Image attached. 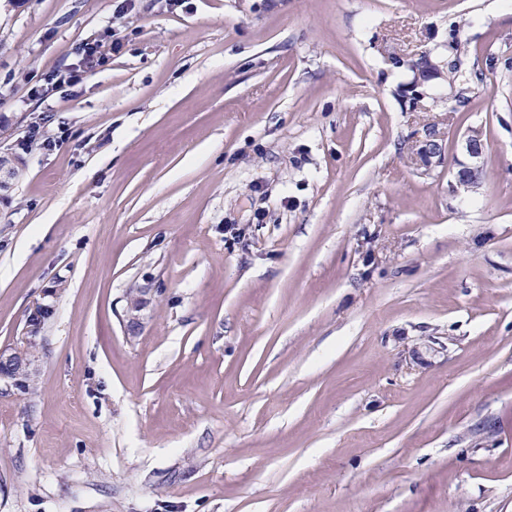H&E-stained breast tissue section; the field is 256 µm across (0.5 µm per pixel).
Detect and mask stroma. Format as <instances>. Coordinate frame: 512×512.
I'll list each match as a JSON object with an SVG mask.
<instances>
[{"label": "stroma", "mask_w": 512, "mask_h": 512, "mask_svg": "<svg viewBox=\"0 0 512 512\" xmlns=\"http://www.w3.org/2000/svg\"><path fill=\"white\" fill-rule=\"evenodd\" d=\"M191 3L0 0V347L37 358L0 390V512H512V70L483 69L512 16ZM461 18L469 111H414L386 52ZM109 31L76 95L31 94ZM47 110L67 144L21 149ZM480 138L481 136L478 132L468 131L465 135L463 150L468 156L469 162H462L458 164L459 167L454 175V182H451V184L457 182V184L460 185V183L465 180V175L467 173L474 172L476 169L481 167L485 148L481 147ZM451 184L448 185V192L450 194L458 193L456 188L451 186Z\"/></svg>", "instance_id": "35a3bbf8"}]
</instances>
